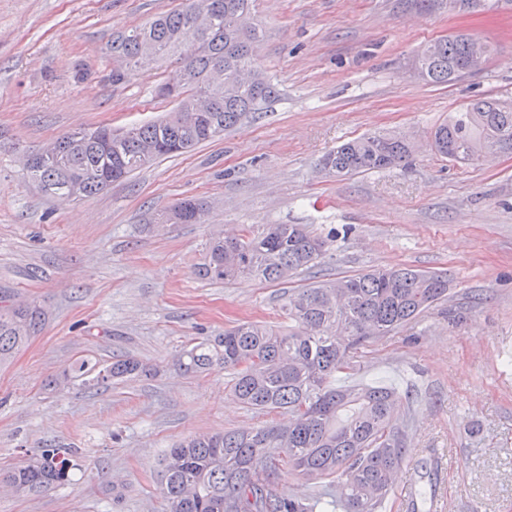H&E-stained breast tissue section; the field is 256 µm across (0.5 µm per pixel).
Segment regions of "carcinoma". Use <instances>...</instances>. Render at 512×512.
<instances>
[{
	"label": "carcinoma",
	"instance_id": "cac0c4a2",
	"mask_svg": "<svg viewBox=\"0 0 512 512\" xmlns=\"http://www.w3.org/2000/svg\"><path fill=\"white\" fill-rule=\"evenodd\" d=\"M252 0H183L143 26L112 39L108 52L124 66L111 72L129 78L154 48L153 57L175 66L160 94L191 119L169 116L120 134L106 126L72 131L56 139L57 154L38 160L25 176L57 196L82 179L80 198H90L156 159L221 139L243 117L274 99L270 79L231 75L249 58L261 29ZM474 38L460 33L421 47L414 63L429 84H450L465 75ZM224 67V82L209 75ZM435 153L455 162L484 153H512V104L495 98L470 102L436 126ZM414 146L404 134H367L323 155L318 169L343 177L408 163ZM209 212L202 198H183L155 217L161 224H201ZM329 239L306 224H263L243 234L212 237L200 275L217 282L242 278L282 283L312 267ZM448 299V279L435 271L380 267L288 292L285 328L244 321L213 342H200L178 358L186 373L215 365L230 375L228 394L262 416L287 414L288 422L262 421L241 430L194 434L165 450L161 459L162 512H383L407 455V435L396 392L388 387L339 385L354 369L358 349L415 325ZM35 308L0 305V359L32 336ZM155 371L132 356L116 358L92 378L96 385ZM75 451L46 444L21 465L0 475L20 496H38L73 480ZM282 477L319 479L336 489L311 498L282 496Z\"/></svg>",
	"mask_w": 512,
	"mask_h": 512
}]
</instances>
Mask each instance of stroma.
<instances>
[{
	"instance_id": "35a3bbf8",
	"label": "stroma",
	"mask_w": 512,
	"mask_h": 512,
	"mask_svg": "<svg viewBox=\"0 0 512 512\" xmlns=\"http://www.w3.org/2000/svg\"><path fill=\"white\" fill-rule=\"evenodd\" d=\"M181 0H0V293L38 308L36 333L0 360V471L52 443L77 449L74 480L37 497L0 491V512H161L159 458L196 433L256 425L216 366L183 373L192 339L242 320H284V284L200 278L204 244L263 224L329 237L299 283L376 267L447 274L448 301L361 348L352 383L395 389L408 453L384 512H406L408 480L443 512H512V153L468 164L435 155V127L479 98L512 101V11L425 12L415 0H257L250 66L278 95L222 140L157 160L85 199L44 194L21 160L99 125L121 132L169 115L171 68L105 79L114 34ZM462 32L497 51L483 71L431 85L424 44ZM404 133L408 166L329 178L318 160L367 133ZM206 198L205 223L157 226L178 200ZM131 355L151 379L61 383L74 363ZM58 387H51V380ZM122 475L113 499L107 484Z\"/></svg>"
}]
</instances>
